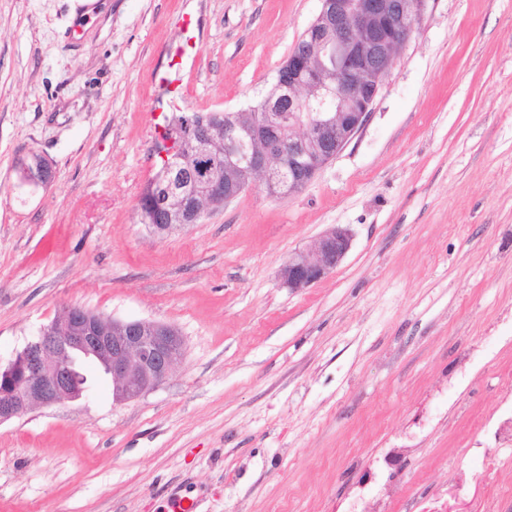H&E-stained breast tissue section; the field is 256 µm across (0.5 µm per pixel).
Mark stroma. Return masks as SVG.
<instances>
[{
  "label": "stroma",
  "mask_w": 512,
  "mask_h": 512,
  "mask_svg": "<svg viewBox=\"0 0 512 512\" xmlns=\"http://www.w3.org/2000/svg\"><path fill=\"white\" fill-rule=\"evenodd\" d=\"M320 8L0 0V363L65 305L185 340L138 399L88 360L82 398L0 424V512H345L362 490L378 512H512V0H426L366 126L299 192L139 222L156 116L256 105ZM32 152L48 186L19 180ZM336 226V270L284 286ZM351 247V235L345 228L336 227L326 232L314 249L295 252L280 271L282 284L288 288H309L332 273Z\"/></svg>",
  "instance_id": "stroma-1"
}]
</instances>
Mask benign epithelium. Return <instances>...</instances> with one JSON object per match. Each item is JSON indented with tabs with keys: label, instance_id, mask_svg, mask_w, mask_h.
Returning a JSON list of instances; mask_svg holds the SVG:
<instances>
[{
	"label": "benign epithelium",
	"instance_id": "7a95c632",
	"mask_svg": "<svg viewBox=\"0 0 512 512\" xmlns=\"http://www.w3.org/2000/svg\"><path fill=\"white\" fill-rule=\"evenodd\" d=\"M426 0H321L322 7L277 72L264 112L246 122L227 112L216 126L196 124L184 140L197 148L196 169L181 185L166 164L159 205L139 206V221L155 233L196 224L264 180L271 196L295 193L362 130L386 76L411 37ZM288 130V142L273 129ZM23 182L47 185L19 162ZM351 247L345 228L326 232L314 249L295 252L280 271L282 284L309 288L332 273ZM184 352L172 326L140 319H107L75 305L62 307L4 367L0 366V423L36 406L76 400L79 360L94 358L112 381L113 399L135 400L163 384Z\"/></svg>",
	"mask_w": 512,
	"mask_h": 512
}]
</instances>
